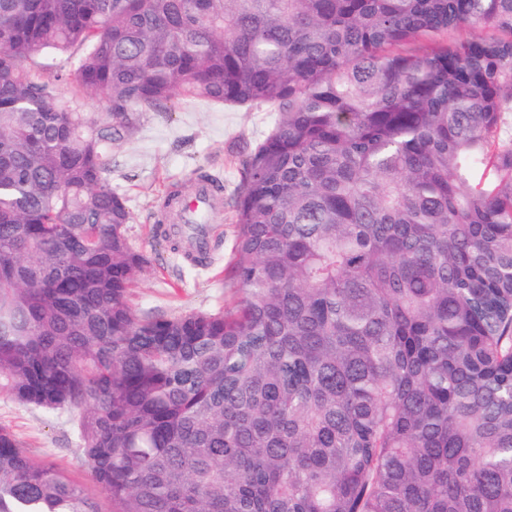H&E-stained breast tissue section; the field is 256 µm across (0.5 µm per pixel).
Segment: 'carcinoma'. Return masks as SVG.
Masks as SVG:
<instances>
[{
	"mask_svg": "<svg viewBox=\"0 0 512 512\" xmlns=\"http://www.w3.org/2000/svg\"><path fill=\"white\" fill-rule=\"evenodd\" d=\"M178 98L276 118L157 317L112 151ZM3 389L111 512H512V0H0ZM0 512L101 509L0 426ZM81 54V50L74 49L70 52L68 60H65L66 56L45 51L32 57L26 65L31 74L39 78L54 74L56 71H62V73L66 74L65 78L58 83V96L61 98H77L80 103L81 112L84 113L88 121H92L98 112L106 110L107 103L97 95L83 92L78 88L73 72Z\"/></svg>",
	"mask_w": 512,
	"mask_h": 512,
	"instance_id": "1",
	"label": "carcinoma"
}]
</instances>
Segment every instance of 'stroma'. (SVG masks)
<instances>
[{
  "label": "stroma",
  "instance_id": "stroma-1",
  "mask_svg": "<svg viewBox=\"0 0 512 512\" xmlns=\"http://www.w3.org/2000/svg\"><path fill=\"white\" fill-rule=\"evenodd\" d=\"M80 55L77 49L66 57L45 51L28 60L27 67L39 78L62 72L58 96L78 99L86 119L91 120L107 104L78 88L73 72ZM274 119V112L265 106L227 108L179 99L170 110L149 113L136 135L113 151L112 182L126 196L133 216L128 226L130 240L152 257L151 266L130 295L136 310L172 316L217 309L232 298V290L224 286L228 252H221L202 270L185 266L155 233L160 203L170 188L190 189L198 170L218 175L224 183V242L232 244L241 151L264 139ZM0 426L14 431L34 462L65 470L88 495L99 497L98 487L83 471L67 416L47 417L0 392Z\"/></svg>",
  "mask_w": 512,
  "mask_h": 512
}]
</instances>
